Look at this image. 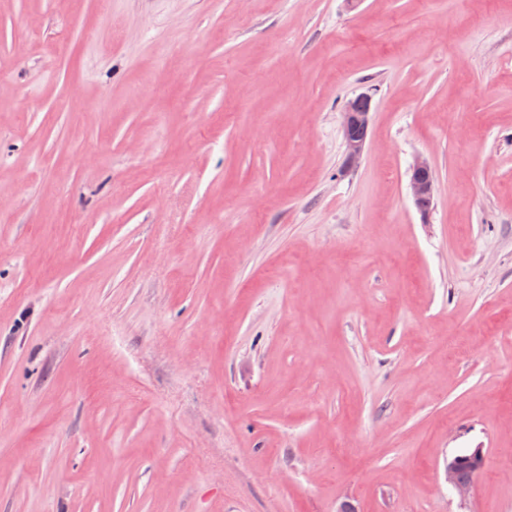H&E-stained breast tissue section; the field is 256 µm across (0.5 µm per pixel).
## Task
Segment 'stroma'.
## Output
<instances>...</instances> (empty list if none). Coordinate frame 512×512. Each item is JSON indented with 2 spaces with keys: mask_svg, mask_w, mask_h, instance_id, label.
I'll return each mask as SVG.
<instances>
[{
  "mask_svg": "<svg viewBox=\"0 0 512 512\" xmlns=\"http://www.w3.org/2000/svg\"><path fill=\"white\" fill-rule=\"evenodd\" d=\"M0 512H512V0H0ZM372 96L362 92L351 98L342 112L346 165L355 167L363 154L371 122ZM408 187L413 205L423 215L428 214L435 201V177L427 159L419 157L414 161ZM486 461V450L480 446L473 448L468 454L464 456L456 455L454 457L448 458L444 473L445 481L461 499H466L470 494L471 486L463 485L460 483L471 484L474 477L477 475L476 472H480L485 467ZM458 466L461 467L457 471L456 478L460 483H458L455 479L456 468ZM466 466L470 467L472 470Z\"/></svg>",
  "mask_w": 512,
  "mask_h": 512,
  "instance_id": "35a3bbf8",
  "label": "stroma"
}]
</instances>
